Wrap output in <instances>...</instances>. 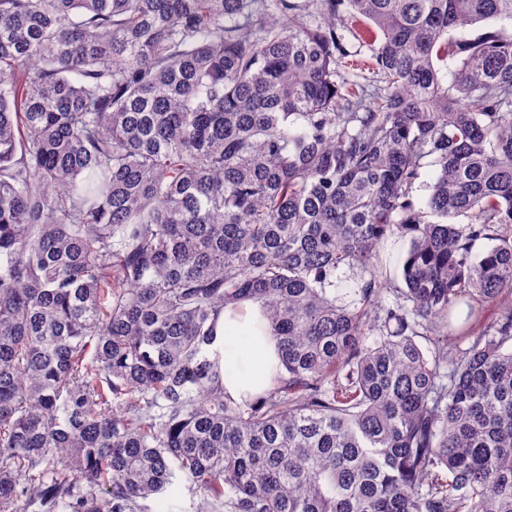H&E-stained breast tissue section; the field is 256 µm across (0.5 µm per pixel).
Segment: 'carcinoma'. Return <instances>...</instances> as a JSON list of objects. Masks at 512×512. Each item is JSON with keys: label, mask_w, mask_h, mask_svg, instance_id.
Segmentation results:
<instances>
[{"label": "carcinoma", "mask_w": 512, "mask_h": 512, "mask_svg": "<svg viewBox=\"0 0 512 512\" xmlns=\"http://www.w3.org/2000/svg\"><path fill=\"white\" fill-rule=\"evenodd\" d=\"M343 7L378 86L338 78ZM488 20L512 0H0V512L179 477L199 512H512V32L451 37ZM470 299L499 316L450 358ZM249 304L281 358L237 402ZM410 242L407 236H391L380 248V261L384 273H387L392 286H402L401 267L409 250ZM360 274L339 270L336 273V288L332 287L331 294L336 295L338 303L353 304L358 299V283ZM262 324L261 309L252 304L244 314L225 310L217 326L215 348L222 355L224 389L239 402L259 394L279 364L278 344L261 330Z\"/></svg>", "instance_id": "carcinoma-1"}]
</instances>
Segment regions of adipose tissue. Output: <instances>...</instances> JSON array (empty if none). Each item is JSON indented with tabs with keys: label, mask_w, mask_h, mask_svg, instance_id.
Segmentation results:
<instances>
[{
	"label": "adipose tissue",
	"mask_w": 512,
	"mask_h": 512,
	"mask_svg": "<svg viewBox=\"0 0 512 512\" xmlns=\"http://www.w3.org/2000/svg\"><path fill=\"white\" fill-rule=\"evenodd\" d=\"M263 322L255 304L242 313L225 311L219 320L215 346L222 355L224 389L235 400L259 394L279 364L278 344L262 331Z\"/></svg>",
	"instance_id": "ef3b65f1"
}]
</instances>
